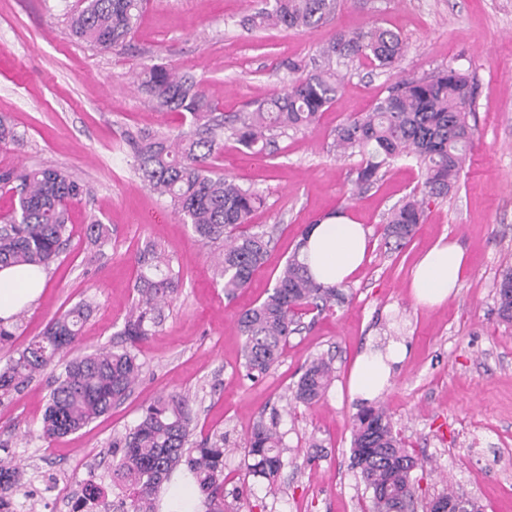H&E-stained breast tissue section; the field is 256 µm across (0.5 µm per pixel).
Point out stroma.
Segmentation results:
<instances>
[{
  "label": "stroma",
  "mask_w": 512,
  "mask_h": 512,
  "mask_svg": "<svg viewBox=\"0 0 512 512\" xmlns=\"http://www.w3.org/2000/svg\"><path fill=\"white\" fill-rule=\"evenodd\" d=\"M80 5L0 0V114L21 136L0 147V168L62 169L90 190L71 204L67 249L49 267L38 301L19 316L12 340L0 345V368L53 317L88 298L95 310L74 354L119 343L138 299L137 253L146 240L171 258L181 283L162 323L132 346L144 365L133 392L87 427L42 435L57 366L0 398V445L28 472L56 479L53 495L34 482L32 512H71L91 477L103 490V506L121 499L110 446L139 422L146 402L171 392L195 401L191 444L220 435L229 449L224 512H371V493L352 465V417L360 403L349 392L353 363L371 342L407 348L377 402L423 464L416 472L419 503L453 486L482 512H512V326L499 320L495 295L501 271L512 266V0H339L329 20L300 30L251 27L249 17L268 0H147L131 39L116 50L72 35L69 17ZM374 23L406 44L394 68L341 64L347 79L335 104L313 128L275 136L263 152L225 141L217 170L262 194L252 221L274 238L248 288L226 299L211 248L134 170L131 136L180 124L137 90L135 74L153 64L190 74L219 112H240L283 89L289 77L282 60L313 65L337 32ZM448 66L475 84L469 159L457 189L427 200L424 224L404 248L391 250L383 219L418 191V165L396 159L374 185L358 189L360 159L337 158L331 133L368 111L399 78ZM336 214L363 224L370 237L364 264L344 286L345 303L305 315L279 363L262 377H247L239 314L271 291L301 230ZM94 217L111 229L101 245L87 237ZM442 237L464 249L467 272L446 303L423 308L410 295L411 272ZM317 355L332 357V385L318 402L290 403L305 364ZM274 412L287 453L271 486L250 474L244 443L254 423Z\"/></svg>",
  "instance_id": "35a3bbf8"
}]
</instances>
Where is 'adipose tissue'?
<instances>
[{"instance_id": "1", "label": "adipose tissue", "mask_w": 512, "mask_h": 512, "mask_svg": "<svg viewBox=\"0 0 512 512\" xmlns=\"http://www.w3.org/2000/svg\"><path fill=\"white\" fill-rule=\"evenodd\" d=\"M369 248L365 227L350 217L339 215L312 226L305 251L314 278L326 285L349 281L364 263ZM465 253L455 243L438 240L424 252L412 271L410 294L421 306L434 308L457 293L465 271ZM46 281L42 270L17 267L0 270V318L16 320L40 297ZM406 355L402 345L387 349L367 347L355 360L350 391L354 398L368 402L389 384L393 364Z\"/></svg>"}]
</instances>
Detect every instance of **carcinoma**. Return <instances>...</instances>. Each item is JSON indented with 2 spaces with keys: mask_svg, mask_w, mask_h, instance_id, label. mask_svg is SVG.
I'll list each match as a JSON object with an SVG mask.
<instances>
[{
  "mask_svg": "<svg viewBox=\"0 0 512 512\" xmlns=\"http://www.w3.org/2000/svg\"><path fill=\"white\" fill-rule=\"evenodd\" d=\"M337 0H273L252 19L285 29L316 26L336 11ZM143 0H82L70 17L74 36L98 47L123 46L132 33ZM405 52L399 34L372 25L339 33L320 51L321 62L310 70L295 62L282 67L300 76L283 91L255 102L250 112L220 117L211 98L195 79L154 64L138 74V84L154 106L176 112L184 127L176 134L144 131L132 140L134 169L146 185L166 198L175 214L191 225L199 242L219 245L216 275L223 280L224 295L231 299L247 287L263 263L273 236L250 223L262 203L255 190L220 174L214 165L224 150V134L252 149L269 144L276 133L308 129L336 102L344 77L336 74L333 60L347 58L369 62L378 69L395 66ZM473 104V82L451 67L426 78L407 77L388 87L373 108L336 126L333 148L341 157H362L358 185L373 184L383 167L400 157H411L421 169L420 195L395 204L383 227L385 244L396 249L413 238L426 217L425 200L448 196L455 188L473 130L467 117ZM13 193L14 208L0 217V269L49 268L68 241V205L88 193L65 171L27 167L0 171V190ZM309 228L261 302L244 310L238 319L245 337L243 367L255 377L267 373L294 334L299 314L308 307L324 311L346 301L340 286L315 280L302 249ZM141 265L135 311L120 335L131 343L161 322V302L177 291L179 275L157 245L146 241L137 257ZM91 302H81L53 318L42 336L18 358L0 369V397L23 388L33 376L72 348ZM142 374L138 357L126 347L110 346L65 363L54 379L42 431L47 437L74 433L108 412L133 391ZM331 360L313 358L304 368L292 399L296 403L319 401L332 380ZM195 421L189 395L173 392L159 396L142 408L139 423L112 443V479L125 489L117 508L121 512H157L155 499L173 473L186 466L187 476L203 496L205 512H224V436L187 447ZM283 435L278 420L258 421L252 428L245 455L252 460L253 475L274 485L285 464ZM352 461L372 494L373 512H389L404 504L417 512L414 471L418 459L404 447L387 411L363 408L353 417ZM33 477L14 456H0V512H19L17 499H29L26 487ZM100 488L87 480L73 512H97Z\"/></svg>",
  "mask_w": 512,
  "mask_h": 512,
  "instance_id": "obj_1",
  "label": "carcinoma"
}]
</instances>
